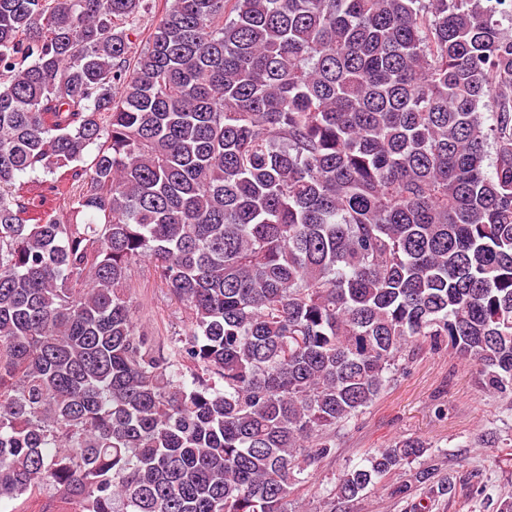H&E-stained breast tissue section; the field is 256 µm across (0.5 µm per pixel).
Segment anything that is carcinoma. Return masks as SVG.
Masks as SVG:
<instances>
[{
	"label": "carcinoma",
	"instance_id": "carcinoma-1",
	"mask_svg": "<svg viewBox=\"0 0 512 512\" xmlns=\"http://www.w3.org/2000/svg\"><path fill=\"white\" fill-rule=\"evenodd\" d=\"M506 3L0 0V503L286 512L420 342L512 401ZM144 284L147 287L144 288ZM135 316L138 322L158 331L160 336L184 334L190 324L183 308L154 284L148 262L138 268L135 281Z\"/></svg>",
	"mask_w": 512,
	"mask_h": 512
}]
</instances>
